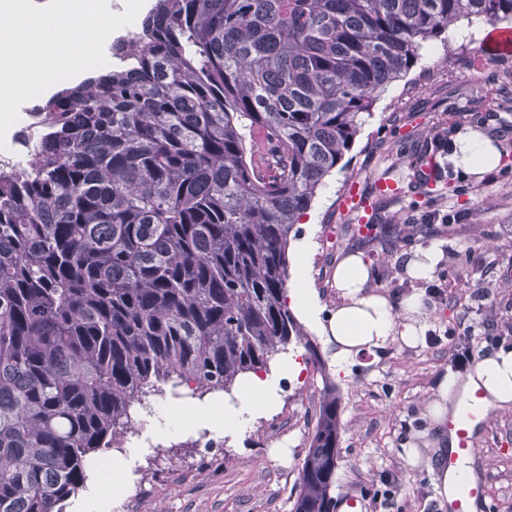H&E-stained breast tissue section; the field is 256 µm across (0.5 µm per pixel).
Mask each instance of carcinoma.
Listing matches in <instances>:
<instances>
[{"mask_svg": "<svg viewBox=\"0 0 512 512\" xmlns=\"http://www.w3.org/2000/svg\"><path fill=\"white\" fill-rule=\"evenodd\" d=\"M466 19L512 0H154L124 68L44 107L0 173V512H63L149 393L228 392L295 342L290 233L362 115ZM323 395L292 512H334Z\"/></svg>", "mask_w": 512, "mask_h": 512, "instance_id": "1", "label": "carcinoma"}]
</instances>
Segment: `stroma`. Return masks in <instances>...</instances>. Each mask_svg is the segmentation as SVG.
<instances>
[{
	"label": "stroma",
	"instance_id": "obj_1",
	"mask_svg": "<svg viewBox=\"0 0 512 512\" xmlns=\"http://www.w3.org/2000/svg\"><path fill=\"white\" fill-rule=\"evenodd\" d=\"M490 31L482 21H459L444 34L448 55H421L389 85L289 238L292 249L313 241L306 266L323 311L339 303L333 272L354 252L369 263V289L391 302L432 283L447 293L428 306L427 331L437 343L393 342L329 378L343 423L332 495L359 496L363 512H437L433 472L411 467L403 450L436 456L442 428L425 418V405L444 375L466 378L467 368L455 364L457 345L475 355L512 346V55L485 51ZM455 125L497 144L500 167L482 177L457 167L447 181L420 182L426 142ZM384 178L398 182V196L377 198ZM354 189L377 199L369 224L342 207ZM434 212L461 220L406 236L405 221ZM430 242L444 255L427 283L411 278L406 264ZM323 381L308 364L281 379L276 406L242 438L177 420L151 432L144 407H134L132 429L110 452L123 459L122 476L95 472L66 512H292ZM212 438L221 449L205 451ZM472 465L484 485L483 512H512V406L491 408Z\"/></svg>",
	"mask_w": 512,
	"mask_h": 512
}]
</instances>
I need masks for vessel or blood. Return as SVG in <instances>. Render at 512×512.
I'll return each instance as SVG.
<instances>
[{
	"label": "vessel or blood",
	"instance_id": "b4317fda",
	"mask_svg": "<svg viewBox=\"0 0 512 512\" xmlns=\"http://www.w3.org/2000/svg\"><path fill=\"white\" fill-rule=\"evenodd\" d=\"M483 403L480 393L471 392L462 403L452 410L444 421V426L454 442L453 451L440 462L438 473H449L447 491H435L434 497L445 512H468L471 501L483 495V485L477 481L457 483L455 476L463 462L475 454L474 433L485 419L479 407Z\"/></svg>",
	"mask_w": 512,
	"mask_h": 512
}]
</instances>
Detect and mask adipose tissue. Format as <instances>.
<instances>
[{
	"mask_svg": "<svg viewBox=\"0 0 512 512\" xmlns=\"http://www.w3.org/2000/svg\"><path fill=\"white\" fill-rule=\"evenodd\" d=\"M457 150L459 166L472 174L491 172L500 164V155L490 140L473 132L460 136ZM369 279L370 269L361 253L341 259L333 275L341 301L326 316L321 313L319 294L306 273H299L288 290L291 307L316 324L330 345L337 370H345L357 355L385 351L393 341L411 347L424 341L429 316L424 294L413 293L394 304L385 295L368 290ZM300 371L295 354H281L269 372L248 377L236 402L225 403L221 408L204 404L189 410L186 417L191 422L220 421L225 433L245 435L253 419L273 407L280 379L298 376ZM466 387L482 391L486 405L512 403V347L478 356Z\"/></svg>",
	"mask_w": 512,
	"mask_h": 512,
	"instance_id": "ef3b65f1",
	"label": "adipose tissue"
}]
</instances>
